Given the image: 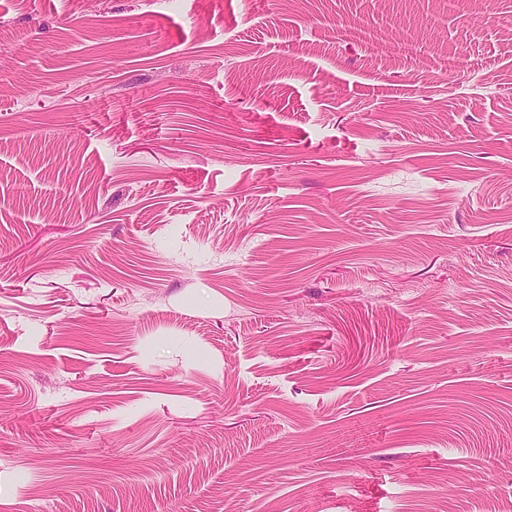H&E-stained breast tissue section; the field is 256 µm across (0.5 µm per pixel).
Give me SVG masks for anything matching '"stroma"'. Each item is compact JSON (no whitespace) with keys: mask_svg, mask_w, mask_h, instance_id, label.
<instances>
[{"mask_svg":"<svg viewBox=\"0 0 512 512\" xmlns=\"http://www.w3.org/2000/svg\"><path fill=\"white\" fill-rule=\"evenodd\" d=\"M512 508V0H0V512Z\"/></svg>","mask_w":512,"mask_h":512,"instance_id":"35a3bbf8","label":"stroma"}]
</instances>
